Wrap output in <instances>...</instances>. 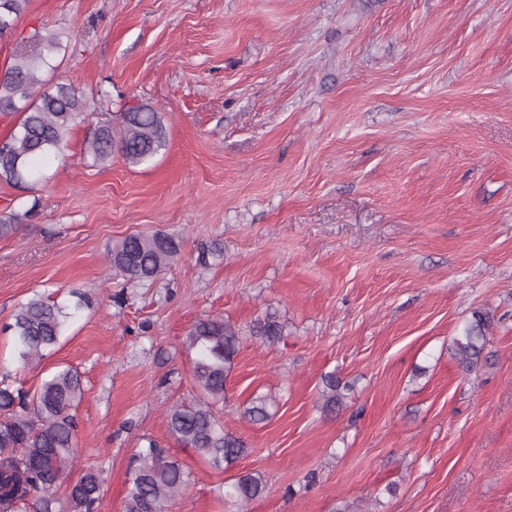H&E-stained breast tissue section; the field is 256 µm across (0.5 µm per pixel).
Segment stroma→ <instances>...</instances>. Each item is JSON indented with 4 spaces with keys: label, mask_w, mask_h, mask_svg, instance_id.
I'll return each mask as SVG.
<instances>
[{
    "label": "stroma",
    "mask_w": 512,
    "mask_h": 512,
    "mask_svg": "<svg viewBox=\"0 0 512 512\" xmlns=\"http://www.w3.org/2000/svg\"><path fill=\"white\" fill-rule=\"evenodd\" d=\"M42 29L67 47L43 79L95 109L42 184L0 181V212L37 210L0 238V377L32 392L78 370L94 512H123L151 439L191 474L170 512H512V0H29L0 71ZM132 101L166 147L92 165L89 126ZM156 231L181 243L166 273L110 271L114 243ZM74 290L89 306L21 367L18 305ZM476 311L467 374L450 346ZM267 313L284 335L242 338L222 416L247 452L218 470L167 432L199 395L186 336ZM260 396L270 418H243ZM242 472L267 487L241 509L219 490ZM491 325L489 317L475 312L473 321L454 340V356L461 367L468 373L478 367L480 357L486 345V332Z\"/></svg>",
    "instance_id": "1"
}]
</instances>
